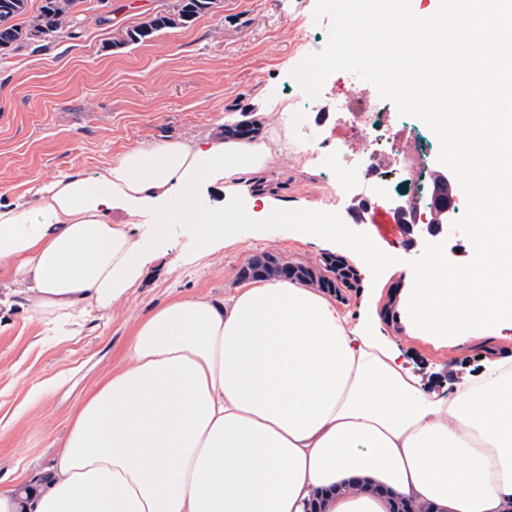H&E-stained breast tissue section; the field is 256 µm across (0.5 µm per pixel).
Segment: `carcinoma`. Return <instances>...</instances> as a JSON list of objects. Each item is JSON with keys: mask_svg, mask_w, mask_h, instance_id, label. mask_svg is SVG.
<instances>
[{"mask_svg": "<svg viewBox=\"0 0 512 512\" xmlns=\"http://www.w3.org/2000/svg\"><path fill=\"white\" fill-rule=\"evenodd\" d=\"M83 0H44L39 13L23 21L27 13V0H0V51L16 48L28 41V32L41 29L44 40L60 35L76 36L79 21L78 7ZM213 0H178L177 10L172 13L158 14L141 26L128 30L115 41V45L143 43L165 29H177L191 23L196 17L207 13ZM260 133V127L254 122H239L224 127V137L250 140ZM324 274L318 278L320 287L330 292L339 288H353L357 284V273L345 263L333 257L322 259ZM246 276L266 275L286 279L306 281L314 277L313 271L301 264L281 263L273 254L254 259L246 269Z\"/></svg>", "mask_w": 512, "mask_h": 512, "instance_id": "carcinoma-1", "label": "carcinoma"}]
</instances>
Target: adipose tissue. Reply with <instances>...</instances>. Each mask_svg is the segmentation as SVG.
<instances>
[{
    "mask_svg": "<svg viewBox=\"0 0 512 512\" xmlns=\"http://www.w3.org/2000/svg\"><path fill=\"white\" fill-rule=\"evenodd\" d=\"M366 14L408 19L407 88L434 107L445 164L485 213L456 286L429 255L400 307L433 347L480 344L477 373L452 396L428 392L399 350L350 325L332 294L281 278L242 282L223 298L175 297L134 328L123 366L72 416L50 462L0 488V512H512V113L448 117V68L424 70L439 19L410 0H364ZM287 136L160 140L115 154L91 178L39 182L0 203V308L81 331L141 288L177 225L205 258L238 235L240 211L204 209L212 190L260 200L287 220L266 173ZM148 218V238L135 234Z\"/></svg>",
    "mask_w": 512,
    "mask_h": 512,
    "instance_id": "adipose-tissue-1",
    "label": "adipose tissue"
}]
</instances>
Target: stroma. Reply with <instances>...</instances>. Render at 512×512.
Returning a JSON list of instances; mask_svg holds the SVG:
<instances>
[{"mask_svg":"<svg viewBox=\"0 0 512 512\" xmlns=\"http://www.w3.org/2000/svg\"><path fill=\"white\" fill-rule=\"evenodd\" d=\"M176 0H111L103 9L83 0L77 38L0 52V197L26 192L33 175L49 179L67 171L94 175L112 155L168 137L202 139L223 133L225 124L259 121L262 136L284 131L292 146L273 162L278 199L307 216L340 214L336 237L316 243L295 236L292 223L270 224L262 204L250 208L240 241L203 258L183 262L191 241L175 228L151 275L108 318L86 323L81 334L53 337L20 309L0 311V483L28 476L47 463L52 444L62 443L82 397L123 358L134 324L170 298L198 293L228 296L254 256L276 254L283 262L319 269L329 253L347 255L361 240L388 253L387 267H358L359 284L341 289L337 306L352 322L372 321L396 344L432 391L451 390L450 360L478 371L479 348H433L412 338L398 307L401 290L414 287L423 254L397 243L376 225H354L341 180L356 182L360 169L326 174L316 155L350 127L359 103L345 89L356 78L357 40L335 43L331 31L344 18L327 13L326 0H216L212 10L186 27L124 48L115 39ZM330 56L321 105L326 121L308 119L291 127L289 107L302 89L297 75L306 61ZM277 109L258 116L262 96ZM396 115L421 132L432 164L442 161L443 141L430 125L417 92L395 100ZM307 145L299 153V145Z\"/></svg>","mask_w":512,"mask_h":512,"instance_id":"stroma-1","label":"stroma"}]
</instances>
